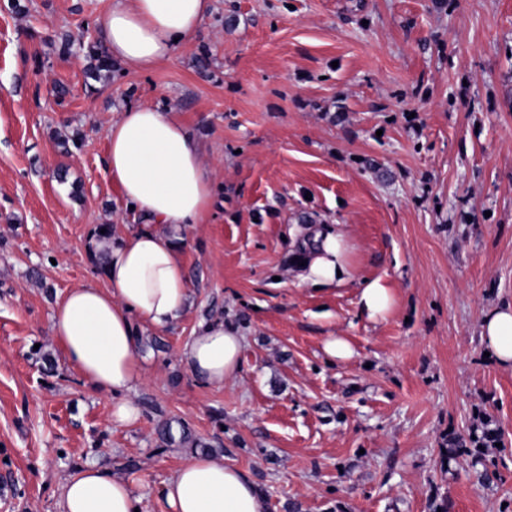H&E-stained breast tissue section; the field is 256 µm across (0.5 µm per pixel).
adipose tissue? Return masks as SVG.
Instances as JSON below:
<instances>
[{
  "mask_svg": "<svg viewBox=\"0 0 512 512\" xmlns=\"http://www.w3.org/2000/svg\"><path fill=\"white\" fill-rule=\"evenodd\" d=\"M212 10V0H110L101 20L105 47L124 69L154 72L172 61ZM106 167L128 209L146 221L102 242L104 283L68 289L55 303L51 332L66 365L95 390L111 396L110 420L139 422L129 394L144 379L137 325L174 326L192 298L179 246L186 226L207 223L214 204L211 176L198 137L169 109L126 107L106 129ZM352 247L338 231L321 234L306 260V280L341 283ZM481 337L499 366L512 369V306L490 310ZM243 337L216 319L203 322L178 351L207 384L236 378ZM171 512H267L265 498L232 459L188 454L164 484ZM143 498L122 476L88 463L70 473L60 512H138Z\"/></svg>",
  "mask_w": 512,
  "mask_h": 512,
  "instance_id": "adipose-tissue-1",
  "label": "adipose tissue"
}]
</instances>
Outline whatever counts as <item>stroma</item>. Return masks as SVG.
<instances>
[{
    "label": "stroma",
    "instance_id": "obj_1",
    "mask_svg": "<svg viewBox=\"0 0 512 512\" xmlns=\"http://www.w3.org/2000/svg\"><path fill=\"white\" fill-rule=\"evenodd\" d=\"M212 4L172 63L93 80L109 0H0V512H58L88 461L170 512L190 448L161 421L234 459L268 512H512V370L481 338L512 304V0ZM142 103L198 134L215 200L183 234L191 308L138 329L126 427L65 365L51 314L102 283L96 225L143 221L104 166L108 123ZM316 224L353 248L342 285L303 279ZM377 277L396 303L373 320L358 296ZM213 318L246 338L221 388L177 357ZM329 336L352 356L330 361ZM488 423L480 458L449 456Z\"/></svg>",
    "mask_w": 512,
    "mask_h": 512
}]
</instances>
